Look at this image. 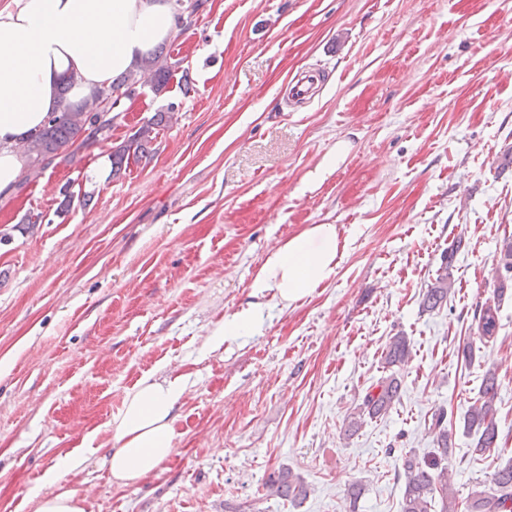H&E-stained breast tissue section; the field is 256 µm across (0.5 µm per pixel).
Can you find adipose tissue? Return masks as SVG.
Wrapping results in <instances>:
<instances>
[{
    "mask_svg": "<svg viewBox=\"0 0 512 512\" xmlns=\"http://www.w3.org/2000/svg\"><path fill=\"white\" fill-rule=\"evenodd\" d=\"M170 0H10L0 9V193L23 173V141L58 107L73 79V100L131 70L174 27ZM338 228L316 224L277 246L255 272L253 295L283 306L309 295L336 271ZM185 383L144 375L111 422L105 455L113 484L154 473L173 452L174 408Z\"/></svg>",
    "mask_w": 512,
    "mask_h": 512,
    "instance_id": "adipose-tissue-1",
    "label": "adipose tissue"
}]
</instances>
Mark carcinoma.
Here are the masks:
<instances>
[{"label": "carcinoma", "mask_w": 512, "mask_h": 512, "mask_svg": "<svg viewBox=\"0 0 512 512\" xmlns=\"http://www.w3.org/2000/svg\"><path fill=\"white\" fill-rule=\"evenodd\" d=\"M172 66L156 52L142 59L137 71L115 83L97 89L90 99L80 105L68 101L67 92L72 86L68 82L60 89V106L50 113L47 122L31 139L26 141L25 179L38 177L47 168L56 165V160L69 162L82 149L109 138L114 117L110 116L107 104H117L121 97L135 94L136 88L148 84L162 92L169 79ZM172 119L168 112H158L140 127L127 142L113 148L111 153L112 176H118L129 165L150 156L157 138L156 128ZM452 256L443 258L442 273L427 288L420 301L421 312L433 313L448 302L452 280L449 268ZM498 306L484 304L480 308L477 332L485 341L498 333ZM410 354V342L405 336H394L382 353L383 368L389 375L370 386L347 431H358L366 419L385 415L399 399L401 381L395 368L405 363ZM498 384L495 373L485 374L479 397L471 403L464 414V429L478 433L475 451L484 454L497 448L498 424L496 421ZM433 434L434 450L419 459L410 454L403 458L402 469L405 490L401 501V512H458L460 502L448 480V462L452 457L453 428L448 426L447 411L441 408L434 412L429 426ZM489 491L475 492L466 502L467 512H512V461L497 468L492 474ZM275 496L299 506L307 498L308 488L303 478L288 467L273 471L265 483Z\"/></svg>", "instance_id": "1"}]
</instances>
